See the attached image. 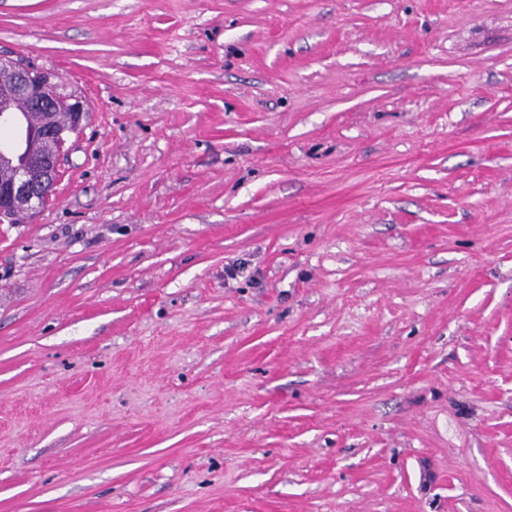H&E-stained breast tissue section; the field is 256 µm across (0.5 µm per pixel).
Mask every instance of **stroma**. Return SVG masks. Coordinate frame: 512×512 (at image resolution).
<instances>
[{
  "label": "stroma",
  "mask_w": 512,
  "mask_h": 512,
  "mask_svg": "<svg viewBox=\"0 0 512 512\" xmlns=\"http://www.w3.org/2000/svg\"><path fill=\"white\" fill-rule=\"evenodd\" d=\"M0 53L87 111L0 224V512H512V0H0Z\"/></svg>",
  "instance_id": "obj_1"
}]
</instances>
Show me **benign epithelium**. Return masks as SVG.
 <instances>
[{
	"mask_svg": "<svg viewBox=\"0 0 512 512\" xmlns=\"http://www.w3.org/2000/svg\"><path fill=\"white\" fill-rule=\"evenodd\" d=\"M60 85L53 74L0 60V102L24 96L33 110H48L39 125L18 120V114L5 107L0 111V127L10 133L5 156L11 174L0 178V223L9 224L18 215L34 218L42 201L55 191L57 161L71 128L81 126L85 117L83 101L77 96L59 93ZM63 107L69 113L65 126L57 125L51 111Z\"/></svg>",
	"mask_w": 512,
	"mask_h": 512,
	"instance_id": "1",
	"label": "benign epithelium"
}]
</instances>
